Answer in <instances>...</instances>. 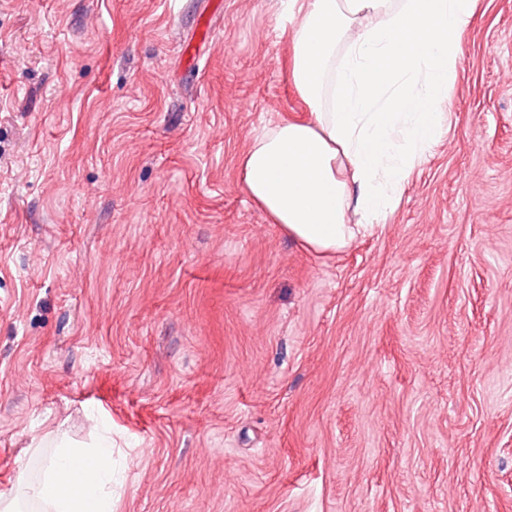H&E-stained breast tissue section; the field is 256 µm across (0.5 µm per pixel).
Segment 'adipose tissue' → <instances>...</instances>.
I'll use <instances>...</instances> for the list:
<instances>
[{"label":"adipose tissue","mask_w":512,"mask_h":512,"mask_svg":"<svg viewBox=\"0 0 512 512\" xmlns=\"http://www.w3.org/2000/svg\"><path fill=\"white\" fill-rule=\"evenodd\" d=\"M476 0H282L289 77L304 117L263 126L239 159L251 201L319 255L384 223L447 132ZM112 512V439L59 444L38 479L20 474L0 512Z\"/></svg>","instance_id":"adipose-tissue-1"}]
</instances>
